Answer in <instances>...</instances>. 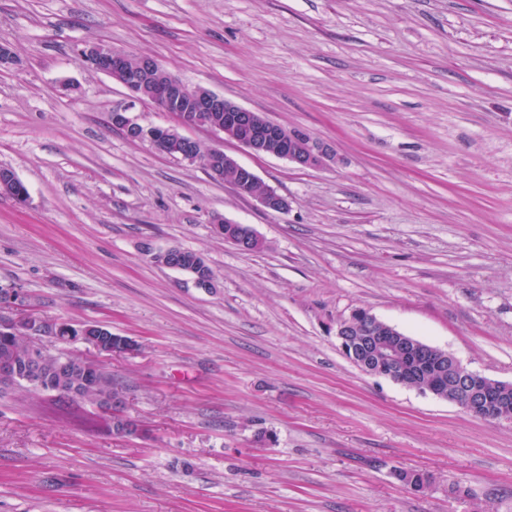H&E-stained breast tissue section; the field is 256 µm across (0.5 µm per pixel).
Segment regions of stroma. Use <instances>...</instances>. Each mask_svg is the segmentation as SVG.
I'll list each match as a JSON object with an SVG mask.
<instances>
[{
  "mask_svg": "<svg viewBox=\"0 0 512 512\" xmlns=\"http://www.w3.org/2000/svg\"><path fill=\"white\" fill-rule=\"evenodd\" d=\"M146 54L343 163L226 154L288 199L131 141L85 45ZM0 288L134 340L102 364L141 435L87 402L0 395V512H512V423L362 373L358 307L512 383V0H0ZM250 225L242 253L215 219ZM196 252L213 285L155 262ZM429 476L411 491L394 469Z\"/></svg>",
  "mask_w": 512,
  "mask_h": 512,
  "instance_id": "35a3bbf8",
  "label": "stroma"
}]
</instances>
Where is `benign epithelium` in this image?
I'll use <instances>...</instances> for the list:
<instances>
[{"mask_svg":"<svg viewBox=\"0 0 512 512\" xmlns=\"http://www.w3.org/2000/svg\"><path fill=\"white\" fill-rule=\"evenodd\" d=\"M80 57L94 70L111 77L128 91L131 104L112 111V125L152 145L162 139L180 142V158L207 168L216 179L224 178L226 170L230 169L235 172V184L241 180L250 183L258 181L250 168L224 153L219 145L210 147L209 155L202 156L196 151V141L180 135L174 128L141 125L131 115L133 104L147 98L163 111L171 113L178 125L183 127L200 124L196 113L208 112L210 116L203 126L220 139L233 140L258 156L286 159L303 169H322L340 162L336 150L308 130L302 127L286 128L214 92L192 89L168 73L151 56L125 54L104 43H93L80 50ZM252 197L274 212L285 213L289 209L288 200L266 186ZM224 224L227 225L224 236L241 250L247 252L260 242L251 226L227 220ZM357 319L380 323L369 309L356 308L337 323L336 338L345 356L364 373L405 384L415 381L425 371H432L442 380L448 377L455 382L458 387L456 403L470 416L486 421L512 422V406L492 393L487 378L469 370L452 353L432 347L387 324L382 325L385 335L377 342V348L364 343L359 345L351 339L350 329L351 323ZM0 327L8 332L22 329L39 334L49 333L58 339H79L105 355L135 350L134 343L126 337L92 336L82 328L66 323L48 324L31 314H21L10 321H3ZM46 355L48 351L41 349L26 359L30 373L23 383L36 389L44 388L41 362ZM124 401L125 392L116 388L104 395L101 403L113 411V431L135 434L138 431L136 425L118 415Z\"/></svg>","mask_w":512,"mask_h":512,"instance_id":"1","label":"benign epithelium"}]
</instances>
